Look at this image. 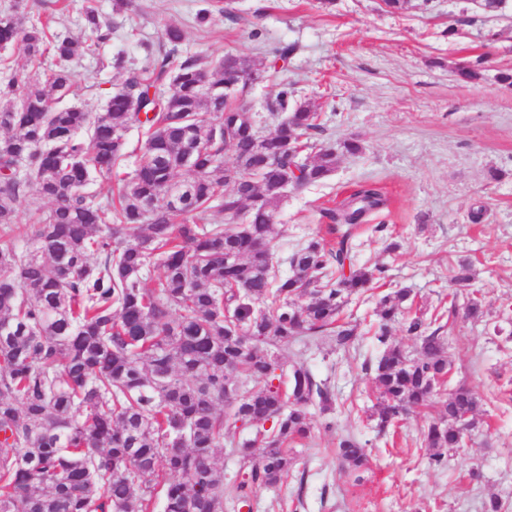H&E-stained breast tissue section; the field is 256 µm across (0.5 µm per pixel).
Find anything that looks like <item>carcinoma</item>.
Segmentation results:
<instances>
[{"label":"carcinoma","mask_w":512,"mask_h":512,"mask_svg":"<svg viewBox=\"0 0 512 512\" xmlns=\"http://www.w3.org/2000/svg\"><path fill=\"white\" fill-rule=\"evenodd\" d=\"M83 18L99 41L110 39L93 3ZM51 23L24 27L14 14L0 15V47L19 48L32 64L53 58L41 78L22 83L15 75L0 88V230H12L15 203L31 190L55 203L24 249L0 248V512H149L158 494L163 512H224L226 496L245 499L250 484L288 478V444L311 436V408L325 412L334 401L303 364L288 390L276 386L270 346L329 336L350 347L357 325L343 317L346 299L372 288L383 268L353 264L347 231L334 244L308 240L287 275H270L285 187L328 177L336 148L300 159L321 128L320 112L288 85L275 98L288 119L262 135L250 113L224 98V82L267 77L293 46L277 48L269 66L229 52L209 66L195 56L175 62L183 34L168 27L163 56L141 68L113 58L125 77L93 113L58 106L73 92L87 47ZM485 62H462L456 75L473 80ZM165 83L168 97L150 95ZM134 125L145 135L134 170L110 199L95 200L85 186L126 160ZM384 205L379 190L363 189L329 217L353 226ZM211 211L244 223L190 222ZM154 260L164 275L148 289L143 273ZM407 299L406 289L381 298L374 339L382 351L365 363L381 433L409 408L431 404V380L451 368L444 325L404 315ZM400 316L418 341L415 355L390 341ZM235 376L254 386L233 394ZM477 408L470 390L449 394L448 423L421 432L432 464L463 446L456 418ZM238 423L255 429L239 452L248 457L257 445L261 459L228 489L214 449ZM336 454L353 471L368 461L348 431Z\"/></svg>","instance_id":"cac0c4a2"}]
</instances>
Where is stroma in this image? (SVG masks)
<instances>
[{"mask_svg":"<svg viewBox=\"0 0 512 512\" xmlns=\"http://www.w3.org/2000/svg\"><path fill=\"white\" fill-rule=\"evenodd\" d=\"M84 3L0 0V12L15 7L25 25L54 17L57 29L90 45L70 100L92 112L122 80L112 56L145 65L162 50L167 26L184 32L179 55L205 65L227 52L267 61L296 44L287 66L246 98L258 127L275 125L269 103L285 84L321 114L305 158L351 137L363 151L339 154L322 182L289 189L271 242L278 275L288 274L289 256L305 241L329 237L328 210L366 188L387 200L352 231L354 263L385 268L384 279L345 308L358 325L354 345L339 351L299 339L275 349L278 383L306 365L330 385L333 410L314 411L312 434L294 443L296 464L283 484L254 487L247 508L225 500L224 512H486L493 495L498 512H512V84L501 79L512 71V0L495 12L479 0H409L400 12L383 0H231L232 15L213 14L205 27L194 19L204 0H95L112 26L103 43L83 24ZM480 55L487 61L479 78L459 80L456 64ZM461 259L475 272L468 288L451 282ZM400 288L411 292L410 313L442 318L448 389L467 387L479 401L476 428L442 468L430 464L420 432L443 420L444 395L411 411L392 436L379 435L370 417L376 392L365 363L379 353L374 309ZM475 295L485 310L478 321L464 316ZM344 430L367 444L360 473L336 456Z\"/></svg>","mask_w":512,"mask_h":512,"instance_id":"obj_1","label":"stroma"}]
</instances>
